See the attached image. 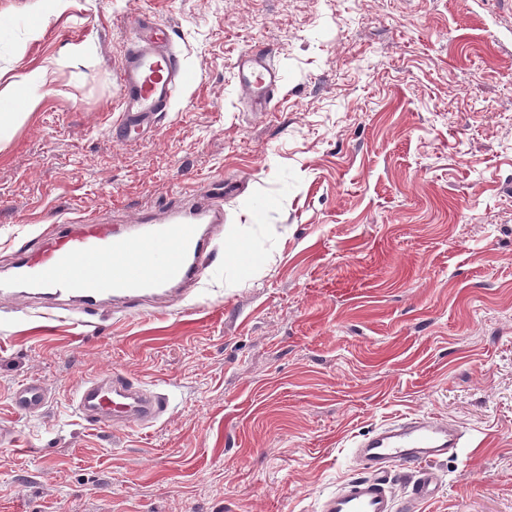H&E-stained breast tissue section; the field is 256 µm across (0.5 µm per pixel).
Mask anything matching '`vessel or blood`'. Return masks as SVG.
Returning <instances> with one entry per match:
<instances>
[{
    "instance_id": "obj_1",
    "label": "vessel or blood",
    "mask_w": 512,
    "mask_h": 512,
    "mask_svg": "<svg viewBox=\"0 0 512 512\" xmlns=\"http://www.w3.org/2000/svg\"><path fill=\"white\" fill-rule=\"evenodd\" d=\"M133 41L120 75L121 115L112 127L114 139L153 126L169 111L180 93L193 84L194 74L184 67L172 48L166 28L151 17L132 18ZM272 52L261 47L242 52L235 66L244 79L241 89L256 111H267L269 96L279 81ZM60 215L48 216L43 244L20 253L21 278L38 293L66 298L87 315L96 314L104 297L123 314H137L148 296L182 294L197 283L211 243L224 222V195L212 193L206 204L188 203L169 209L164 218L149 223L147 241L157 256L146 270L103 277L96 269L73 270L75 259H94L131 243L128 231L97 220L73 219L59 230ZM50 399L40 381L19 384L13 395L15 409L26 415L41 412ZM77 416L92 428L118 430L150 427L166 414L168 396L135 383L119 370L85 381L74 400ZM464 434L453 422L429 417H403L381 424L353 443V455L362 476L347 479L323 497L319 512H400L385 475L398 468L411 474L409 506L414 512L438 491L439 478L431 464L462 448Z\"/></svg>"
}]
</instances>
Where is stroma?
<instances>
[{"label": "stroma", "mask_w": 512, "mask_h": 512, "mask_svg": "<svg viewBox=\"0 0 512 512\" xmlns=\"http://www.w3.org/2000/svg\"><path fill=\"white\" fill-rule=\"evenodd\" d=\"M140 14L195 81L118 142ZM258 47L266 112L234 68ZM38 67L0 141V277L55 212L128 224L220 183L224 228L167 315L0 303V512H317L360 473L356 436L414 415L466 442L421 512H512V0H0V101ZM234 239L261 274L226 262ZM113 368L170 398L153 427L76 416ZM31 379L51 402L25 416ZM272 51L269 48L248 49L236 59L238 74L243 75L241 89L245 96L255 105L256 112H266L272 100L270 94L279 81V72L271 63ZM247 71L248 75H245ZM261 97L263 99H258ZM50 399L48 388L38 380H27L19 384L13 395L15 409L26 415L39 414Z\"/></svg>", "instance_id": "stroma-1"}]
</instances>
